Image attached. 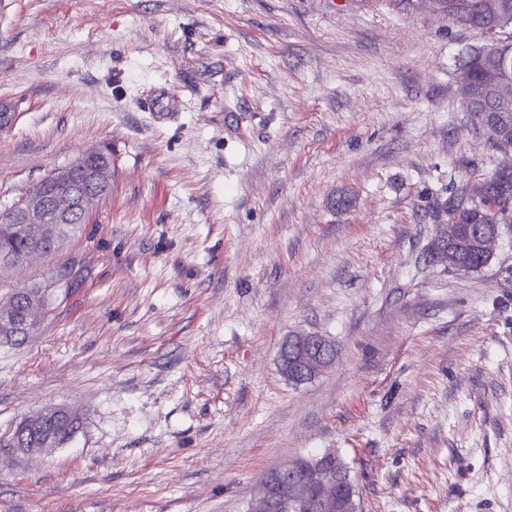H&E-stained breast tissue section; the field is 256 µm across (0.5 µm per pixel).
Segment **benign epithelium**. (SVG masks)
I'll use <instances>...</instances> for the list:
<instances>
[{"label": "benign epithelium", "mask_w": 512, "mask_h": 512, "mask_svg": "<svg viewBox=\"0 0 512 512\" xmlns=\"http://www.w3.org/2000/svg\"><path fill=\"white\" fill-rule=\"evenodd\" d=\"M79 173L104 191L112 186V167L91 169L88 155L83 154L53 173L63 203L53 204L45 196L33 192L21 204L11 223L39 224L43 236L51 234L55 224L70 223L74 214L86 209L87 197L74 190L75 176ZM288 340L296 350L281 355L279 367L290 382L297 384L313 379L336 359V354L329 352L334 343L323 336L303 334L290 336ZM61 414L71 420L76 418L69 408L53 407L27 422L37 425ZM334 455L335 452L326 451L306 463L294 459L270 471L262 480L261 493L252 503L251 512H334L337 507L336 482L325 465Z\"/></svg>", "instance_id": "benign-epithelium-1"}]
</instances>
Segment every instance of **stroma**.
Wrapping results in <instances>:
<instances>
[{
	"instance_id": "1",
	"label": "stroma",
	"mask_w": 512,
	"mask_h": 512,
	"mask_svg": "<svg viewBox=\"0 0 512 512\" xmlns=\"http://www.w3.org/2000/svg\"><path fill=\"white\" fill-rule=\"evenodd\" d=\"M484 43L435 0H0V212L112 146L87 224L0 279L48 295L0 344V435L83 422L0 452V512H249L326 450L361 512H512V234L477 272L437 257L512 162L459 92ZM306 333L337 357L297 385ZM288 340L297 349L294 354H280L279 367L282 375L290 382L297 384L313 379L336 359V353L329 352L330 347H336L335 344L324 336L303 334L289 336ZM20 423V422H19ZM17 424L13 429L12 433L6 438L4 436L0 437V448H10L14 453H22V454H35L44 452L50 448H54L57 443H55L51 438H48L42 448H11L12 441L14 437H17V443L19 445L25 444L29 446L30 444L37 443L40 440V436L37 433L28 431L24 433V429L16 430L21 424L24 422Z\"/></svg>"
}]
</instances>
